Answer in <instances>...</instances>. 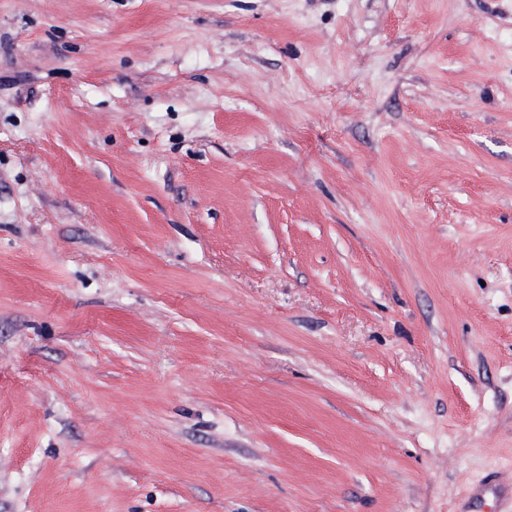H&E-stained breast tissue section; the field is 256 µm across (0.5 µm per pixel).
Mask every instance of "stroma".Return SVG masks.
I'll return each mask as SVG.
<instances>
[{"instance_id":"35a3bbf8","label":"stroma","mask_w":512,"mask_h":512,"mask_svg":"<svg viewBox=\"0 0 512 512\" xmlns=\"http://www.w3.org/2000/svg\"><path fill=\"white\" fill-rule=\"evenodd\" d=\"M512 0H0V512H493Z\"/></svg>"}]
</instances>
